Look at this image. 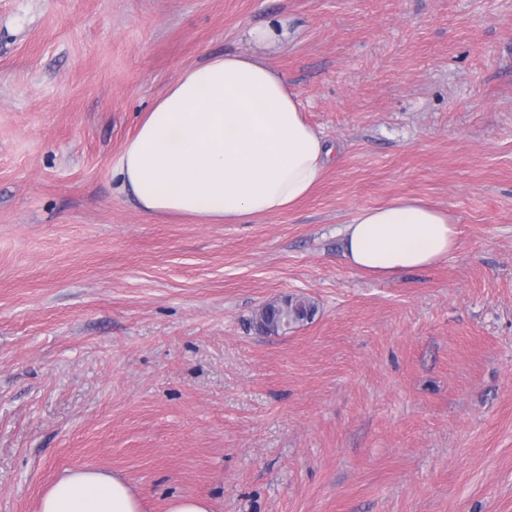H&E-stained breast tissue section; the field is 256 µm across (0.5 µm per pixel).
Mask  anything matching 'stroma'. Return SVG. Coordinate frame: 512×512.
<instances>
[{
	"instance_id": "obj_1",
	"label": "stroma",
	"mask_w": 512,
	"mask_h": 512,
	"mask_svg": "<svg viewBox=\"0 0 512 512\" xmlns=\"http://www.w3.org/2000/svg\"><path fill=\"white\" fill-rule=\"evenodd\" d=\"M219 53L332 161L245 224L144 214L112 163ZM402 196L457 250L348 267L343 224ZM291 295L312 319L260 332ZM88 466L145 512H512V0H0V512ZM165 512H214L212 503L206 497H173Z\"/></svg>"
}]
</instances>
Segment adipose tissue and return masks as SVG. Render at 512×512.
<instances>
[{
	"label": "adipose tissue",
	"mask_w": 512,
	"mask_h": 512,
	"mask_svg": "<svg viewBox=\"0 0 512 512\" xmlns=\"http://www.w3.org/2000/svg\"><path fill=\"white\" fill-rule=\"evenodd\" d=\"M332 153L278 71L224 53L179 74L140 120L112 174L143 213L243 224L309 197ZM342 234L347 265L377 279L434 265L458 245L448 214L415 197L359 210ZM38 512L144 506L119 475L83 468L61 475Z\"/></svg>",
	"instance_id": "ef3b65f1"
}]
</instances>
